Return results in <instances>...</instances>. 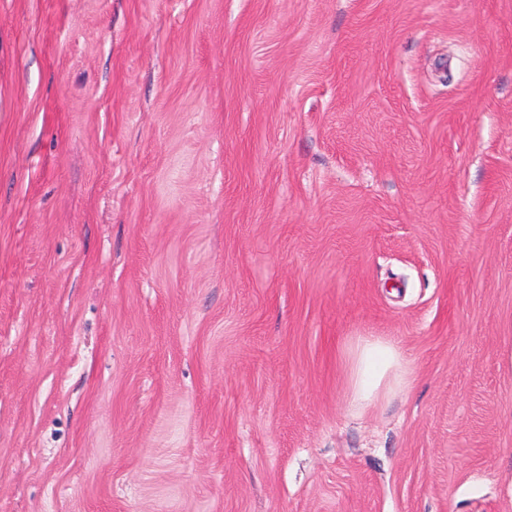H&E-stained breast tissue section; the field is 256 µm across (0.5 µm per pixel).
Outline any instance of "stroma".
I'll return each instance as SVG.
<instances>
[{
	"label": "stroma",
	"instance_id": "stroma-1",
	"mask_svg": "<svg viewBox=\"0 0 512 512\" xmlns=\"http://www.w3.org/2000/svg\"><path fill=\"white\" fill-rule=\"evenodd\" d=\"M0 512H512V0H0ZM402 350L381 339L360 337L352 350L348 364L349 405L366 407L379 402L384 395L381 385L393 375L394 386L405 385L407 368Z\"/></svg>",
	"mask_w": 512,
	"mask_h": 512
}]
</instances>
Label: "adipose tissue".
<instances>
[{"label": "adipose tissue", "mask_w": 512, "mask_h": 512, "mask_svg": "<svg viewBox=\"0 0 512 512\" xmlns=\"http://www.w3.org/2000/svg\"><path fill=\"white\" fill-rule=\"evenodd\" d=\"M407 359L393 344L373 338H358L348 364L349 404L366 407L380 401L385 377H392L395 387L405 385Z\"/></svg>", "instance_id": "adipose-tissue-1"}]
</instances>
